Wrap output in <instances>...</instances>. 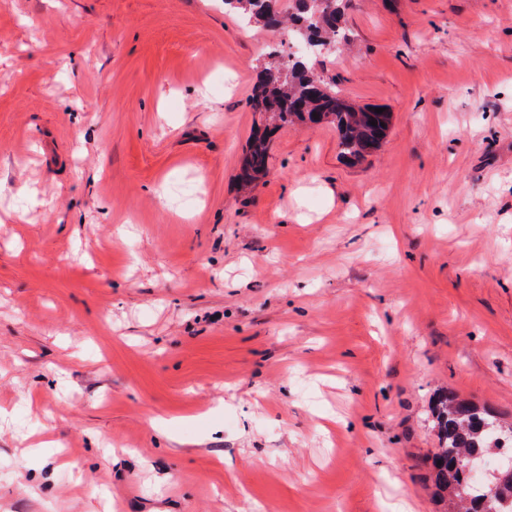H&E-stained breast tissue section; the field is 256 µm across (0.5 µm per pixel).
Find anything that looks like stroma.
Masks as SVG:
<instances>
[{
    "label": "stroma",
    "instance_id": "35a3bbf8",
    "mask_svg": "<svg viewBox=\"0 0 512 512\" xmlns=\"http://www.w3.org/2000/svg\"><path fill=\"white\" fill-rule=\"evenodd\" d=\"M347 18L380 150L286 125L245 190L283 33L0 0V512H445L434 393L512 424V0ZM270 159V141L267 132L255 135L249 141L239 180L250 185L265 175Z\"/></svg>",
    "mask_w": 512,
    "mask_h": 512
}]
</instances>
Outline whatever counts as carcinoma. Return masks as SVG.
<instances>
[{
	"label": "carcinoma",
	"instance_id": "obj_1",
	"mask_svg": "<svg viewBox=\"0 0 512 512\" xmlns=\"http://www.w3.org/2000/svg\"><path fill=\"white\" fill-rule=\"evenodd\" d=\"M349 0H224V10L238 13L273 31L288 26L297 39L309 37L324 51L284 64L280 50L268 52L261 65L251 97L252 109L269 112L280 125L304 123L336 124L342 156L360 161L375 153L383 141L390 114L375 108H356L336 89V83L315 69V61L333 54L346 39L345 10ZM319 118H314V115ZM377 125H371V122ZM270 159L269 134L252 137L247 146L239 180L250 185L265 175ZM434 427L437 451L431 457L434 485L440 497L448 498L452 512H486L484 493L496 487V477L480 486L457 463L463 453L501 457L500 450L512 448V427L506 428L489 412L461 399L446 389L436 401Z\"/></svg>",
	"mask_w": 512,
	"mask_h": 512
}]
</instances>
